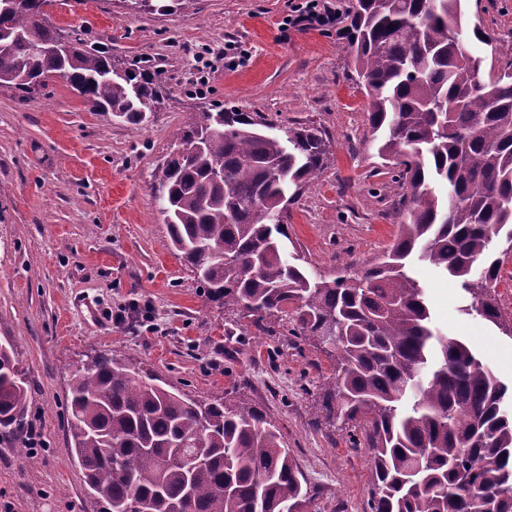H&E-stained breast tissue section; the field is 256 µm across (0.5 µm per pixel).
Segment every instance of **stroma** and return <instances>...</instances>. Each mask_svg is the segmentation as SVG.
Wrapping results in <instances>:
<instances>
[{"mask_svg":"<svg viewBox=\"0 0 512 512\" xmlns=\"http://www.w3.org/2000/svg\"><path fill=\"white\" fill-rule=\"evenodd\" d=\"M463 10L465 42L485 69L512 61V0H464ZM48 12L56 27L87 32L125 61L151 60L170 96L132 125L89 111L60 78L26 98L0 88V344L14 346L28 387L24 421L45 439L30 449L23 434L0 433V512H96L69 451L65 404L71 372L105 350L197 399L247 400L279 427L318 490L313 512H369L366 448L318 414L329 354L251 326L225 336L223 309L170 249L151 191L174 132L202 106L317 127L330 139L328 160L288 208L285 249L331 278L365 267L394 241L400 216L342 39L282 30L288 0H197L164 15L124 0H54ZM477 27L490 44L474 38ZM232 43L247 56L228 70ZM413 273L433 326L471 344L511 386L512 336L463 314L466 295L434 266L417 261ZM120 306L129 317L118 325Z\"/></svg>","mask_w":512,"mask_h":512,"instance_id":"35a3bbf8","label":"stroma"}]
</instances>
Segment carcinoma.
I'll list each match as a JSON object with an SVG mask.
<instances>
[{"label": "carcinoma", "instance_id": "cac0c4a2", "mask_svg": "<svg viewBox=\"0 0 512 512\" xmlns=\"http://www.w3.org/2000/svg\"><path fill=\"white\" fill-rule=\"evenodd\" d=\"M195 0H133L164 14ZM463 0H355L344 44L369 99L377 153L404 220L387 253L332 280L283 253L282 199L318 178L327 155L315 127L279 129L257 113L207 108L176 133L154 194L171 246L204 297L269 329L334 345L326 416L353 422L369 454L370 512H512L508 387L461 340L430 326L413 255L470 296L462 308L499 324L496 288L512 246V66L483 73L462 34ZM50 0H0V88L27 97L59 77L92 112L139 125L169 94L162 71L65 36ZM447 185L440 197L433 185ZM28 402L12 349L0 345V429ZM71 451L98 512H307L316 492L279 428L244 400L203 402L112 352L72 372Z\"/></svg>", "mask_w": 512, "mask_h": 512}]
</instances>
